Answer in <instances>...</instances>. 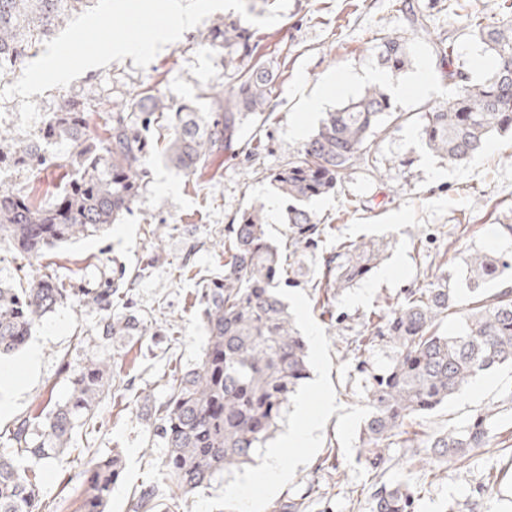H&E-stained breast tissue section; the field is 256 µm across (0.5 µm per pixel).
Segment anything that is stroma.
Returning <instances> with one entry per match:
<instances>
[{
	"label": "stroma",
	"instance_id": "stroma-1",
	"mask_svg": "<svg viewBox=\"0 0 512 512\" xmlns=\"http://www.w3.org/2000/svg\"><path fill=\"white\" fill-rule=\"evenodd\" d=\"M430 14V33L414 30L401 12V0H291L281 19L269 27H253L256 59L273 70L272 116L265 125L247 124L245 137L255 148L252 157L227 153L214 156L203 173L185 175L171 166L159 149L144 162L141 189L116 224L96 235L47 248L30 260L0 244V282L20 286L35 275L51 274L76 288L114 285L110 312L68 303L49 314L30 341L40 347L35 375L19 373L0 379V436H8L22 418L41 423L58 402L67 399L69 374L88 358L117 363L120 374L111 395L100 401L93 426L77 431L73 447L59 462L36 472L45 499L60 502V512H74L83 489L82 450L98 454L121 449L125 469L112 489L110 512H130V501L146 482L159 478L166 450L152 432L155 412L166 397L170 369L192 368L203 355L208 334L201 321L200 289L224 270V236L229 224L252 200L266 204L267 232L286 246L284 223L288 202L271 182L272 173L296 158L303 142L316 130L324 112L358 97L364 83L351 90L337 88L341 75L378 69L373 38L396 32L404 37L410 63L390 76V86L403 90L393 101L403 121L377 138L378 169L350 170L338 191L313 200L311 210L328 226L317 248L306 251L301 274L290 290L317 299L312 272L322 254L337 241L374 238L385 257L370 277L346 289L330 312L312 307L315 321L330 342V380L340 406L365 405L360 365L380 369L394 348L375 340L369 352L355 353L352 340L365 335L367 319L376 309L395 305L401 292L423 284L428 273L446 268L457 288V305L470 301L465 259L470 252L506 249L501 227L512 224V136L492 135L467 163L453 165L432 152L423 136L424 107L447 101L456 88L443 81L436 61L437 42L454 47L455 65L472 78L486 76L478 65L482 45L463 28L468 15L488 16L501 0H415ZM223 12L210 14L178 41L165 46L146 68L132 58L87 70L64 88L32 95L42 119H49L63 97L71 96L96 112L117 110L155 90L174 103L212 107L217 88L231 90L235 78L224 65V51L206 39ZM426 86H418V73ZM320 94L324 102L311 112L306 101ZM64 169L49 164L33 171L0 166V188H30L37 198L53 195L63 184ZM137 318L140 329L97 338L104 315ZM512 392V368L479 375L461 394L433 413L416 418L410 429L419 439L449 424L469 419L479 409L500 402ZM337 416H330L315 457L298 466L292 484L281 489L275 503L302 501L304 512H370L366 489L374 482L395 485L410 481L417 488L416 512H448L453 504L475 499L488 474L499 475L498 493L485 499L482 512H512V411L499 415L506 429L505 445L477 450L466 464H444L427 473L409 460L406 449H385L384 471L373 472L360 454L345 458L339 443ZM337 460L324 467L325 458ZM363 469L354 478L353 468Z\"/></svg>",
	"mask_w": 512,
	"mask_h": 512
}]
</instances>
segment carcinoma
<instances>
[{"label": "carcinoma", "mask_w": 512, "mask_h": 512, "mask_svg": "<svg viewBox=\"0 0 512 512\" xmlns=\"http://www.w3.org/2000/svg\"><path fill=\"white\" fill-rule=\"evenodd\" d=\"M91 0H0V59L23 68L26 58L61 26L72 12ZM411 26L429 30L430 16L408 4ZM465 26L484 45L493 65L489 76L473 81L454 66L450 47L436 49L438 65L448 83L458 87L444 103L425 106L423 134L431 150L451 164L466 163L494 133L512 131V12L494 18L468 17ZM224 48L225 62L237 66L254 56L251 35L240 20H226L211 32ZM381 65L393 72L408 63L406 41L396 32L377 38ZM274 75L259 63L239 72L229 95L214 93L216 109L202 112L188 104L174 105L159 95L143 94L134 111L143 120L121 110L108 116L104 135L90 130L88 110L78 100L65 98L39 137L12 146L9 161L37 168L49 160L41 140L63 138L71 151L58 158L73 172L48 201L36 200L24 188L0 190V243L37 259L44 248L84 238L113 224L133 202L143 174L148 144L139 125L165 121L164 155L177 170L193 175L219 153H245L238 145L245 121L270 109ZM389 96L379 86L325 113L299 156L271 175L276 188L292 201L285 223L295 256L302 265L304 252L326 233L307 203L336 192L347 172L362 167L376 170L374 139L386 119L401 120ZM380 245L373 241H339L322 256L316 287L323 303L363 278L377 259ZM471 290L468 308L455 309L452 274L444 271L426 285L409 288L395 308L381 309L369 319V335L353 340L354 350L365 351L376 337L393 344L394 357L381 373L366 379V416L359 434V452L375 468L385 463L381 449L400 440L418 463L436 466L466 463L472 453L502 438L497 418L503 406L512 409V396L448 426L413 447L407 426L454 398L479 374L512 367V256L475 251L465 260ZM289 265L280 247L269 239L264 204L252 201L230 227L224 244V274L202 288L201 319L208 333L207 349L194 367L173 370L168 398L158 409L154 435L167 454L162 483L144 486L131 512H156L166 483L182 495L208 484L226 470L252 460L256 448L275 431L289 398L308 379L306 342L288 307L275 288L289 281ZM111 288L82 293L43 275L16 288L0 284V356L21 349L33 329L58 306L86 301L104 310L112 306ZM461 314L455 333L439 331L441 320ZM136 329V322L105 319L100 339L108 340ZM113 366L90 359L69 377L70 394L32 431L22 420L0 450V512H57L59 505L42 498L32 466L60 460L71 447L74 431L95 416V407L112 390ZM124 470L122 451L87 454L86 487L79 512H106L112 487ZM371 512H412L410 484L371 485Z\"/></svg>", "instance_id": "carcinoma-1"}]
</instances>
